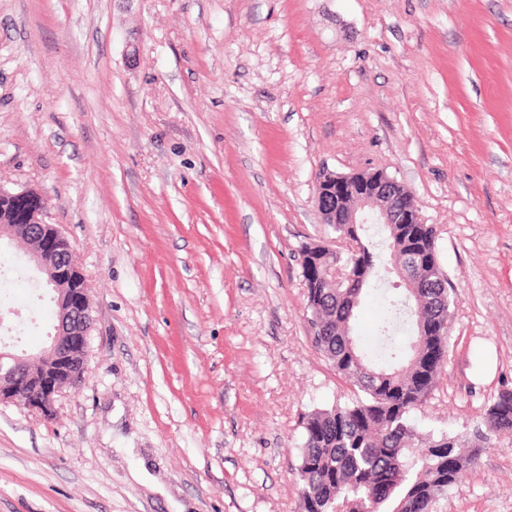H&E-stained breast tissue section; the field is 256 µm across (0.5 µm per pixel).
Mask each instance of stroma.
Listing matches in <instances>:
<instances>
[{
  "label": "stroma",
  "instance_id": "stroma-1",
  "mask_svg": "<svg viewBox=\"0 0 512 512\" xmlns=\"http://www.w3.org/2000/svg\"><path fill=\"white\" fill-rule=\"evenodd\" d=\"M413 194L454 286L412 422L472 432L512 387V0H0V185L39 189L93 325L44 415L0 402V512H301L303 417L345 384L297 250L323 171ZM0 243L12 349L51 292ZM438 512H512V434Z\"/></svg>",
  "mask_w": 512,
  "mask_h": 512
}]
</instances>
